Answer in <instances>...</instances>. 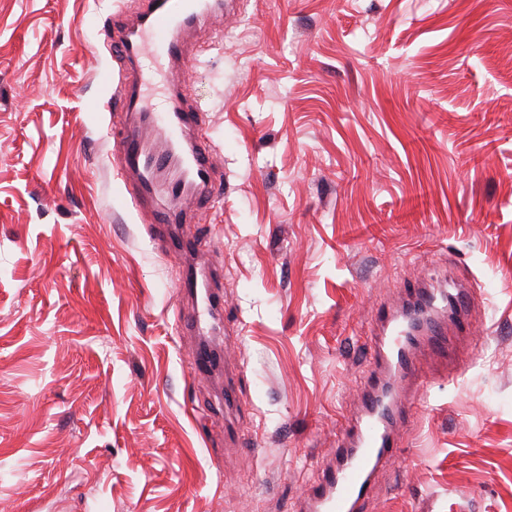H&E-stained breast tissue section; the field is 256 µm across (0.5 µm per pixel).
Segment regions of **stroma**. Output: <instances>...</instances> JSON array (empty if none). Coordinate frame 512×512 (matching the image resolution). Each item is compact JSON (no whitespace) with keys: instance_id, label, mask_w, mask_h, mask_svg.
I'll return each mask as SVG.
<instances>
[{"instance_id":"35a3bbf8","label":"stroma","mask_w":512,"mask_h":512,"mask_svg":"<svg viewBox=\"0 0 512 512\" xmlns=\"http://www.w3.org/2000/svg\"><path fill=\"white\" fill-rule=\"evenodd\" d=\"M140 0H0V512H297L355 414V339L434 271L476 289L367 512H512V0H243L181 82L224 195L166 250L132 205L105 31ZM224 266L212 336L176 273ZM223 363V353L218 349H212L206 345H200L192 363V371L195 374H205L213 371Z\"/></svg>"}]
</instances>
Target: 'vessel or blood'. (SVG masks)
Returning a JSON list of instances; mask_svg holds the SVG:
<instances>
[{"mask_svg":"<svg viewBox=\"0 0 512 512\" xmlns=\"http://www.w3.org/2000/svg\"><path fill=\"white\" fill-rule=\"evenodd\" d=\"M236 0H142L134 22L124 25L112 50L126 65L114 95L115 108L127 115L122 139L115 144L118 166L133 175L139 191L135 209L150 214L156 224H191L195 216L222 193L213 150L200 132L202 111L185 98L178 82L166 89V109L152 102V76L145 63L163 58L178 70L191 67L196 56L186 40L189 31L232 14ZM178 175L163 190L169 201L153 208L158 176L171 167ZM222 267L189 274L183 286L196 301L181 313L178 327L204 335L208 322L223 309ZM467 290L447 292L417 286L401 308H382L375 315L377 331L368 345L370 371L360 409L342 429L336 459L300 503L301 512H364L377 494L378 472L402 448L398 433L412 422L421 387L427 383L418 361L427 353L437 361L452 355L451 335L470 333ZM223 363L220 350L200 346L192 371L205 374Z\"/></svg>","mask_w":512,"mask_h":512,"instance_id":"vessel-or-blood-1","label":"vessel or blood"}]
</instances>
